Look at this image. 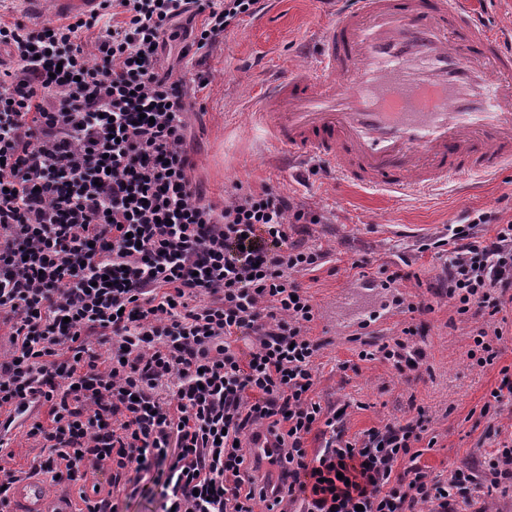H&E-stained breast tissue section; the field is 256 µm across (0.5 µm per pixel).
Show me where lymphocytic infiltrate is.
<instances>
[{"label": "lymphocytic infiltrate", "instance_id": "f902f5d3", "mask_svg": "<svg viewBox=\"0 0 512 512\" xmlns=\"http://www.w3.org/2000/svg\"><path fill=\"white\" fill-rule=\"evenodd\" d=\"M123 20L100 27L101 12ZM260 0H100L72 22L0 24V410L33 422L40 472L78 484L159 485L162 512H459L476 482L415 466L422 424L344 436L345 407L312 397L315 308L296 282L324 252L297 246L323 215L268 188L233 184L223 206L196 195L184 148L189 83L162 71L170 43L206 58ZM99 28L93 50L82 31ZM495 224L494 234L481 232ZM431 289L461 317L512 303V220L449 227ZM207 302H199V295ZM248 337L241 359L232 338ZM108 344L107 354L98 345ZM332 432L309 455L314 425ZM266 429L284 483L257 485L241 441ZM308 480L310 496L295 486Z\"/></svg>", "mask_w": 512, "mask_h": 512}]
</instances>
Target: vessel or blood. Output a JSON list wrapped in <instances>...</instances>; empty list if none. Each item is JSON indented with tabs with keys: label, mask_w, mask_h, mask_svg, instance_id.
<instances>
[{
	"label": "vessel or blood",
	"mask_w": 512,
	"mask_h": 512,
	"mask_svg": "<svg viewBox=\"0 0 512 512\" xmlns=\"http://www.w3.org/2000/svg\"><path fill=\"white\" fill-rule=\"evenodd\" d=\"M314 62L261 91L253 122L283 163L316 159L343 181L422 197L512 168V29L470 0H341ZM15 512H74L40 478Z\"/></svg>",
	"instance_id": "obj_1"
}]
</instances>
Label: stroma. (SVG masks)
I'll return each mask as SVG.
<instances>
[{"mask_svg":"<svg viewBox=\"0 0 512 512\" xmlns=\"http://www.w3.org/2000/svg\"><path fill=\"white\" fill-rule=\"evenodd\" d=\"M333 14L328 0H280L266 21L245 19L226 35L206 61L207 82L190 90V177L218 205L238 182L287 194L325 216V223L299 225L295 236L327 254L323 266L297 277L316 310L309 330L320 345L314 399L327 409L345 405L343 428L350 437L389 422L424 419L418 466L433 477H446L455 468L479 474L487 454L512 440V401L505 402L497 420L480 414L500 383L501 368H512V308L498 317L480 312L456 322L447 305L410 314L400 301L428 299L427 286L440 276L446 257L441 242L459 215L473 218L492 211L512 217V170L501 172L484 193L467 198L445 188L428 198H392L375 188L342 183L317 161L309 162L300 178L269 165L271 146L249 122L257 91L288 65L308 61L321 24ZM74 15L61 0H0L2 24L64 21ZM390 270L400 271L401 279L387 283ZM409 322L418 330L414 342L424 358L419 370L401 372L376 351ZM498 325L505 336L497 360L477 366L470 357L474 330ZM363 350L375 352V359H360ZM45 417L37 406L16 416L0 468L28 471L42 460L40 441L26 431ZM57 489L74 500L83 493L113 495L117 512L162 510L159 486L145 482L116 491L103 470L89 471L84 489L65 482Z\"/></svg>","mask_w":512,"mask_h":512,"instance_id":"obj_1","label":"stroma"}]
</instances>
